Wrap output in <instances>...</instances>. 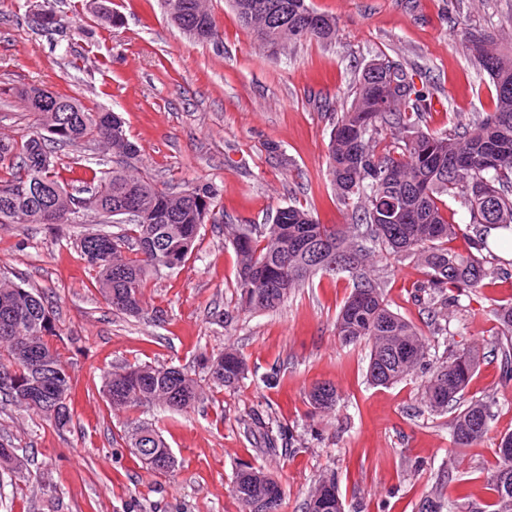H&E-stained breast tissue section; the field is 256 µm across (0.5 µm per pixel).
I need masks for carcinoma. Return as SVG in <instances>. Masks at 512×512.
<instances>
[{
  "mask_svg": "<svg viewBox=\"0 0 512 512\" xmlns=\"http://www.w3.org/2000/svg\"><path fill=\"white\" fill-rule=\"evenodd\" d=\"M161 3L170 23L183 34L198 41L219 39L206 0ZM229 3L253 43L263 49L275 51L298 40L330 42L336 37V20L313 10L307 0ZM459 36L468 40L464 30ZM470 51L493 81L494 111L440 133L416 127V118L431 106L433 93L417 88L411 69L381 57L384 73L362 71L350 104L337 118L327 155V176L336 199L352 208L347 225L323 224L311 210L296 205L278 208L270 224H234L224 220L211 186L161 188L151 176L131 173L127 165L107 171L88 169L85 196H76L67 189L47 141L72 147L93 143L127 160L138 156V146L129 139L118 113L93 112L75 97L24 85L17 96L50 138L33 132L0 139V224H71L82 211L109 219L125 208L139 210L144 214L142 222L125 223L118 233L92 232L80 240L106 304L111 307L113 300L124 298L127 308L118 313L131 316L142 310L148 281L182 266L198 246L201 226L209 221L235 250V288L246 310H274L314 276L347 272L355 283L337 315L336 336L345 346L370 347L367 374L373 384L396 383L424 365L427 351L423 334L388 308L371 278L369 259L376 246L424 263L429 279L418 291L433 305L454 303L453 289L477 292L500 278H512V271L488 268L478 257L490 250V231L512 235V59L499 54L487 38L470 41ZM479 185L492 194V219L476 200ZM40 187L58 194L56 210H47L33 198L31 191ZM393 198L402 202L407 218L387 213L386 201ZM449 199L468 214L474 252L467 256L448 248V241L461 231ZM48 315H53L52 310L32 291L0 281V395L63 427L70 421V375L46 340L56 333L54 324L44 323ZM29 338L52 366L40 379L18 353L19 344ZM474 366V356L463 350L451 361L429 367L423 384L426 405L448 410L466 388ZM206 368L215 384L230 389L247 373L244 359L231 348L208 359ZM17 382L31 383L44 400L59 403L56 415L24 401L15 388ZM104 390L112 407L127 411L158 403L182 412L199 399L197 383L176 367L144 365L114 371L105 378ZM309 401L316 410H329L336 405V388L316 385ZM489 408L476 400L457 414L454 447L468 448L484 437ZM136 429L127 440L129 447L148 448L154 457L169 452L160 427L143 422ZM253 430L271 449L277 441L290 438L282 426L270 429L261 414L254 416ZM488 490L490 512H512V456L499 455ZM232 493L243 512H250L251 502L270 493L282 496L271 476L248 464L236 471ZM307 512H343L334 478L319 481L309 496ZM418 512H448V501L428 495Z\"/></svg>",
  "mask_w": 512,
  "mask_h": 512,
  "instance_id": "1",
  "label": "carcinoma"
}]
</instances>
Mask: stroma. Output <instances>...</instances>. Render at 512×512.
<instances>
[{
    "instance_id": "obj_1",
    "label": "stroma",
    "mask_w": 512,
    "mask_h": 512,
    "mask_svg": "<svg viewBox=\"0 0 512 512\" xmlns=\"http://www.w3.org/2000/svg\"><path fill=\"white\" fill-rule=\"evenodd\" d=\"M307 2L335 18V40L300 41L271 56L254 46L227 0H209L219 43L188 39L159 0H111L118 28L100 24L91 0H0V137L36 129L35 116L6 93L34 83L119 113L140 149L136 167L162 187L212 184L225 219L267 224L277 208L297 204L323 223H349L326 159L359 73L383 55L416 69L436 95L419 119L425 131L478 119L493 111L495 90L457 34L492 36L512 57V0ZM46 4L58 22L52 32L33 20ZM97 229L90 213L60 227L0 226V276L35 289L52 308L49 342L72 385L62 428L0 402V443L27 462L21 472L0 468V512H240L231 487L243 463L281 485L279 512H306L311 490L331 474L344 512H418L431 492L456 501V512L489 503L498 443L512 434V381L501 364L512 338L499 322L501 308L512 306V279L459 292L435 320L415 298L428 279L417 258L371 256L389 309L423 332L429 363L462 350L478 356L463 399L491 401L489 431L456 450V411L426 406L422 373L376 386L368 348L341 346L335 322L354 286L348 274L315 276L275 310H243L235 251L207 223L198 252L151 279L141 314L127 317L109 312L81 253L80 239ZM227 347L248 366L234 390L215 386L204 365ZM130 364L182 369L197 382L199 401L181 413L114 410L104 379ZM324 383L339 400L317 412L308 393ZM257 413L288 429L286 450L268 452L251 434ZM135 421L161 427L177 461L172 472L136 460L123 440Z\"/></svg>"
}]
</instances>
